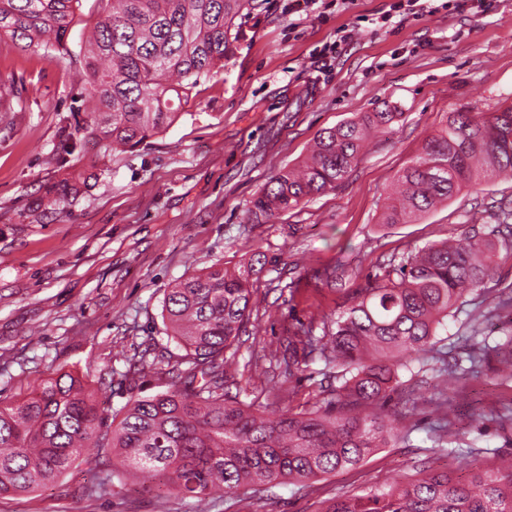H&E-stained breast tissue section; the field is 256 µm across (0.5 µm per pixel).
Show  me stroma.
I'll return each instance as SVG.
<instances>
[{"label":"stroma","instance_id":"35a3bbf8","mask_svg":"<svg viewBox=\"0 0 512 512\" xmlns=\"http://www.w3.org/2000/svg\"><path fill=\"white\" fill-rule=\"evenodd\" d=\"M391 0H262L242 18L235 53L193 89L181 117L138 150L103 159L74 153L68 166H95L99 177L76 201L33 211L40 187L62 177V131L87 99L76 55L0 46V78L16 95L0 105V398L28 395L33 383L63 369L95 390L100 413L165 389L171 364L150 348L179 355L161 316L167 288L216 262L266 264L253 283L250 319L239 337L234 387L268 410L308 409L330 399L322 360L285 380L271 358L299 324L333 320L373 283L391 255L439 242L471 225H491V205L512 200V177L464 188L416 221L387 224L385 199L424 138L452 112L488 115L512 105V0H485L482 13L438 10L421 19L387 17ZM353 36L322 59L339 28ZM400 116L377 134L337 189L257 224L254 196L269 178L298 164L319 132L372 112L381 101ZM495 275L448 320L440 348L464 356L470 316L483 312L489 341L512 323L492 314L512 283V237L499 243ZM346 269L330 286L315 274ZM139 363L135 379H126ZM386 405L415 408L408 439L377 449L360 466L303 485L249 495L217 493L210 512H322L327 499L385 487L436 471L466 481L512 456V429L496 416L512 396L492 368L448 388L453 431L481 453L474 466L428 457L431 400L439 380L432 362L403 372ZM96 481L74 463L54 484L0 497V512H193L189 502L128 481L112 495H88Z\"/></svg>","mask_w":512,"mask_h":512}]
</instances>
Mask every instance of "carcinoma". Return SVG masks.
<instances>
[{"mask_svg":"<svg viewBox=\"0 0 512 512\" xmlns=\"http://www.w3.org/2000/svg\"><path fill=\"white\" fill-rule=\"evenodd\" d=\"M82 0H0V43L70 52L68 39ZM84 20L79 55L96 107L74 116L59 143L61 155L87 146L128 151L147 144L180 116L203 78L224 67L236 50L237 20L256 0H97ZM400 116L384 101L315 139L298 170L270 177L249 209L267 223L315 195L334 190L359 160L371 133ZM512 176V106L476 119L452 112L446 127L427 136L420 154L398 177L397 203L384 220H412L451 199L462 188L493 176ZM97 178L71 171L44 188L36 206L76 200ZM512 226L502 201L495 226L472 228L458 240L427 244L381 265L374 285L354 297L336 319L309 325L281 345L280 374L291 378L318 358L336 367V406L276 413L240 400L229 390L227 351L250 316V281L266 264L257 257L229 270L217 262L174 283L162 302L167 335L184 354L176 379L154 395L130 399L109 416L99 414L85 380L59 371L40 380L18 401L0 400V496L34 491L59 479L78 459L101 474L94 487L112 494V459L182 500L202 502L214 492L247 494L282 483H303L353 469L398 436L385 405L410 370L414 355H427L448 328V316L493 275L498 235ZM512 382V334L470 356V370L484 361ZM445 386L433 404L438 433L430 450L452 453L455 407L450 380L460 363L437 368ZM95 445L93 456L86 454ZM323 512H512V463L496 473H475L460 483L429 472L386 490L336 499Z\"/></svg>","mask_w":512,"mask_h":512,"instance_id":"1","label":"carcinoma"}]
</instances>
